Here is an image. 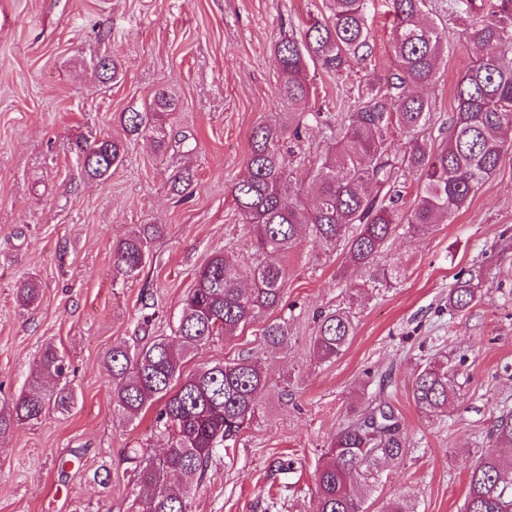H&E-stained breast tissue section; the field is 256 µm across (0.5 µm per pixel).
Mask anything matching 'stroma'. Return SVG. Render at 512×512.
Segmentation results:
<instances>
[{"instance_id": "1", "label": "stroma", "mask_w": 512, "mask_h": 512, "mask_svg": "<svg viewBox=\"0 0 512 512\" xmlns=\"http://www.w3.org/2000/svg\"><path fill=\"white\" fill-rule=\"evenodd\" d=\"M443 0H426L424 17L448 31V55L422 90L432 103L426 134L448 137L455 86L465 63L456 19ZM326 0H0V400L19 396L45 345L62 351L77 402L0 438V512H128L137 489L128 451L158 455L164 440L156 408L125 423L112 410L104 362L114 345L171 335L199 269L213 252L256 262L233 185L246 173L251 135L278 127L305 176L327 146L323 126L303 120L275 94L272 51L299 33ZM373 54L341 74L309 65L312 102L347 111L358 87L394 66L385 0L368 15ZM116 59L117 81L94 74ZM161 90L178 109L169 133L195 140L193 154L155 150L150 136L127 142L122 163L90 178L75 146L120 134V116ZM301 139H294V129ZM189 168L187 194L172 178ZM157 227L144 268L125 277L113 248L132 231ZM284 296L274 316L288 322L290 344H264L255 322L233 338L216 337L191 354L186 371L245 355L267 371L257 422L226 448L196 490L190 512H310L314 472L324 448L366 399L383 394L406 438L400 462L380 463L362 495L366 512L407 496L416 512H461L468 476L488 446L495 408H512V148L454 221L425 234L400 227L375 269L349 266L343 251L315 249L308 233L282 254ZM399 267L394 285L370 287L376 269ZM479 271L477 299L448 310L460 270ZM35 277L40 297L29 309L16 288ZM344 309L355 325L336 359L313 354L320 311ZM448 361L461 396L427 414L413 398L416 370ZM107 467V486L93 480Z\"/></svg>"}]
</instances>
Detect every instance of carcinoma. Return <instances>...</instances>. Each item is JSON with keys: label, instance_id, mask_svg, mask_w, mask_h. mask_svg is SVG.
Wrapping results in <instances>:
<instances>
[{"label": "carcinoma", "instance_id": "carcinoma-1", "mask_svg": "<svg viewBox=\"0 0 512 512\" xmlns=\"http://www.w3.org/2000/svg\"><path fill=\"white\" fill-rule=\"evenodd\" d=\"M469 4L472 20L465 30L468 63L456 86L455 112L448 118V140L440 145L425 135L431 103L416 92L436 75L448 53V34L420 17L425 0H388L394 16L392 49L395 67L382 81L368 85L350 110L334 123L330 143L308 178L295 182L287 173L277 129L257 128L247 157V176L232 187L235 206L248 224L257 251L285 254L297 244L299 227L310 228L314 243L325 250L343 247L355 268L370 267L400 225L426 233L451 221L469 198L496 171L508 147L503 132L512 130V0H448L447 12ZM373 0H330L326 17L312 18L297 36L274 46L279 66L277 91L288 106L321 124L324 113L312 110L308 64L338 74L372 54L367 14ZM177 109L176 96L161 90L141 110L121 114L126 136L168 135L164 118ZM399 127L408 137L403 153L390 150L386 134ZM76 154L92 179L107 177L119 166L124 142L119 136L76 144ZM412 173L419 184L415 203L405 210L403 178ZM149 230L135 231L113 248L122 276L146 263ZM285 269L275 263L242 265L227 253L214 252L199 270L187 294L174 335L142 347H112L105 360L112 379V407L132 422L155 402H162L156 429L167 438L165 453L145 458L136 449L126 457L146 495L134 498L129 512H189L196 488L224 448L236 442L263 409L267 375L260 361L242 356L193 373L185 359L216 336L266 320L263 340L288 347V322L268 320L281 304ZM39 296L33 279L22 282L16 298L28 308ZM471 271L459 272L448 293V309L462 312L476 300ZM354 334L346 311L320 315L313 340L318 359L330 361L344 352ZM67 362L52 345L35 358L31 388L0 404V436L38 421L54 410L67 413L76 394L66 380ZM461 386L448 363L417 370L413 395L424 412H444L459 399ZM493 445L482 452L468 479L464 512H512V409L493 412ZM406 451L399 421L383 405L368 404L336 431L316 471L312 512H364L358 487L374 478L380 460L397 462Z\"/></svg>", "mask_w": 512, "mask_h": 512}]
</instances>
